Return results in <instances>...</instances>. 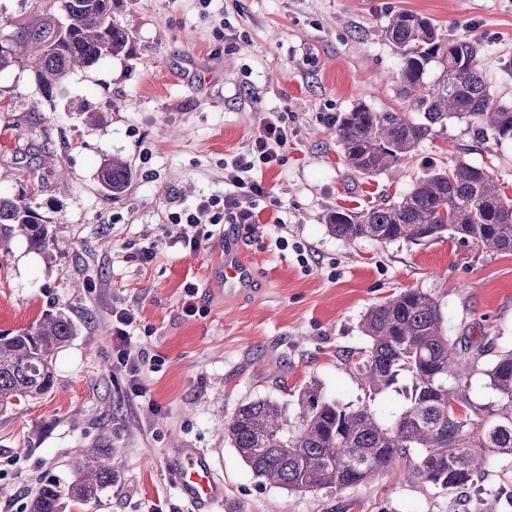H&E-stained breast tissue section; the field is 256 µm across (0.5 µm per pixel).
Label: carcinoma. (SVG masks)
I'll list each match as a JSON object with an SVG mask.
<instances>
[{
	"mask_svg": "<svg viewBox=\"0 0 512 512\" xmlns=\"http://www.w3.org/2000/svg\"><path fill=\"white\" fill-rule=\"evenodd\" d=\"M63 17L29 29L20 26L0 52V72L32 54L42 96L61 92L76 70L119 54L129 38L112 19V0H61ZM385 37L400 55L399 95L418 113L374 111L363 103L336 117L334 135L347 165L360 174L401 171L405 158L451 118L466 119L477 135L512 140V107L492 96L483 75L481 44L444 32L411 11L389 16ZM130 165L111 158L101 180L109 195L125 191ZM329 231L353 243L372 240L426 242L457 236L489 252L512 251V199L490 172L462 159L432 165L393 203L360 210L329 209ZM0 224H12L39 248L58 247L24 195H0ZM364 351H348L343 364L374 395L401 392L404 406L391 419L369 404L357 407L326 398L311 383L298 392L294 416L286 406L258 399L224 422V439L261 484L291 492L342 491L368 481L399 458L432 488L461 495L485 474L490 456L512 460V343L481 336H448L440 305L406 289L371 306L362 318ZM76 335L64 314L46 313L14 336L0 337V410L47 393L56 354ZM407 375L411 384L396 387ZM485 377L492 400L477 403L474 377ZM78 479L42 484L29 512H65L84 505L117 478L112 449L100 448L77 465Z\"/></svg>",
	"mask_w": 512,
	"mask_h": 512,
	"instance_id": "obj_1",
	"label": "carcinoma"
}]
</instances>
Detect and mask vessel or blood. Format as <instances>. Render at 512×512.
Instances as JSON below:
<instances>
[{
    "label": "vessel or blood",
    "instance_id": "1",
    "mask_svg": "<svg viewBox=\"0 0 512 512\" xmlns=\"http://www.w3.org/2000/svg\"><path fill=\"white\" fill-rule=\"evenodd\" d=\"M250 287V264L238 247L224 251V296L234 299ZM168 466L182 497L194 512H214L224 503V484L216 476L206 452L199 448L173 449Z\"/></svg>",
    "mask_w": 512,
    "mask_h": 512
}]
</instances>
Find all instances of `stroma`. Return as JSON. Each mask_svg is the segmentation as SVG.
I'll return each mask as SVG.
<instances>
[{"instance_id":"1","label":"stroma","mask_w":512,"mask_h":512,"mask_svg":"<svg viewBox=\"0 0 512 512\" xmlns=\"http://www.w3.org/2000/svg\"><path fill=\"white\" fill-rule=\"evenodd\" d=\"M398 10L478 38L491 93L512 106V0H116L127 47L76 71L53 100L27 64L0 73V193L42 184L33 207L59 242L40 251L0 224V336L48 312L78 327L52 389L0 412V512H28L41 481L75 480L73 460L100 448L111 449L117 480L67 512H193L167 466L175 448L209 455L224 482L216 512H463L403 461L340 492L261 485L224 440L242 404H288L312 382L328 398L395 415L402 395L370 396L341 356L367 347L364 313L402 290L431 295L452 338H512V252L456 237L348 243L324 223L331 208L398 200L452 156L487 167L512 199V142L480 140L458 119L420 144L401 176L345 164L336 116L359 103L409 109L384 36ZM61 14V0H0V39L14 21ZM273 111L285 116L288 145L281 164L259 174L270 189L257 202L260 223L215 225L200 251H183L170 214L223 195L225 162ZM90 112L110 119L89 126ZM111 157L133 173L112 197L100 180ZM228 240L253 265L252 293L229 303L215 278ZM146 247L148 263L138 259ZM189 284L205 309L193 318L182 312ZM122 308L136 310L131 342L151 361L144 397L113 348Z\"/></svg>"}]
</instances>
